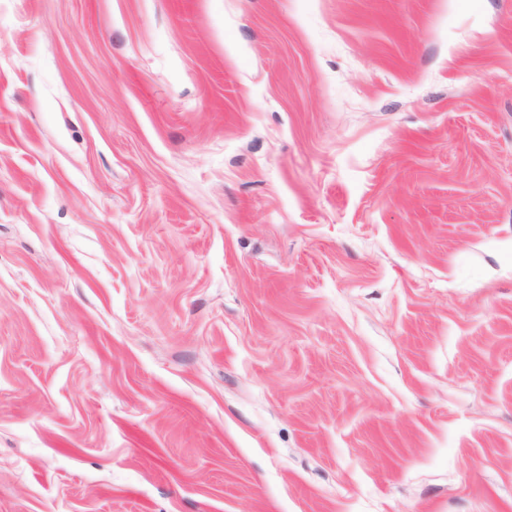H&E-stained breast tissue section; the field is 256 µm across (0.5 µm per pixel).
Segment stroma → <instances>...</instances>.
Returning a JSON list of instances; mask_svg holds the SVG:
<instances>
[{
	"label": "stroma",
	"mask_w": 512,
	"mask_h": 512,
	"mask_svg": "<svg viewBox=\"0 0 512 512\" xmlns=\"http://www.w3.org/2000/svg\"><path fill=\"white\" fill-rule=\"evenodd\" d=\"M0 512H512V0H0Z\"/></svg>",
	"instance_id": "stroma-1"
}]
</instances>
